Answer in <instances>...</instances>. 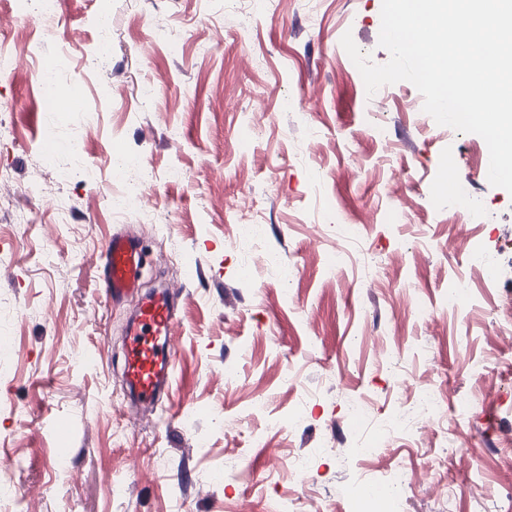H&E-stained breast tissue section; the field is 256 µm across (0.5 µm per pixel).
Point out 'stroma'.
I'll return each instance as SVG.
<instances>
[{"label": "stroma", "mask_w": 512, "mask_h": 512, "mask_svg": "<svg viewBox=\"0 0 512 512\" xmlns=\"http://www.w3.org/2000/svg\"><path fill=\"white\" fill-rule=\"evenodd\" d=\"M97 6L58 0L39 21L0 0V41L40 37L0 71V507L359 512L352 488L402 464L410 486L383 512H512V341L496 334L512 194L489 183L484 139L438 125L413 84L367 94L340 40L386 63L382 0H112L111 101L86 66ZM45 79L82 109L35 105ZM115 152L148 173L119 218ZM71 157L58 183L53 161ZM458 196L469 207L449 209ZM247 211L260 241L233 239ZM115 231L140 242L141 295L164 283L179 313L161 414L125 394L137 301H112L97 262ZM459 280L468 300L445 308ZM424 387L442 420L389 434V409Z\"/></svg>", "instance_id": "35a3bbf8"}]
</instances>
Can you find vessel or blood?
Returning a JSON list of instances; mask_svg holds the SVG:
<instances>
[{"label": "vessel or blood", "mask_w": 512, "mask_h": 512, "mask_svg": "<svg viewBox=\"0 0 512 512\" xmlns=\"http://www.w3.org/2000/svg\"><path fill=\"white\" fill-rule=\"evenodd\" d=\"M98 262L106 292L113 300H121L136 290L141 254L134 238L121 231L113 232ZM175 325L176 307L169 291L162 290L139 302L135 319L124 329V382L138 403H156L171 382Z\"/></svg>", "instance_id": "1"}]
</instances>
